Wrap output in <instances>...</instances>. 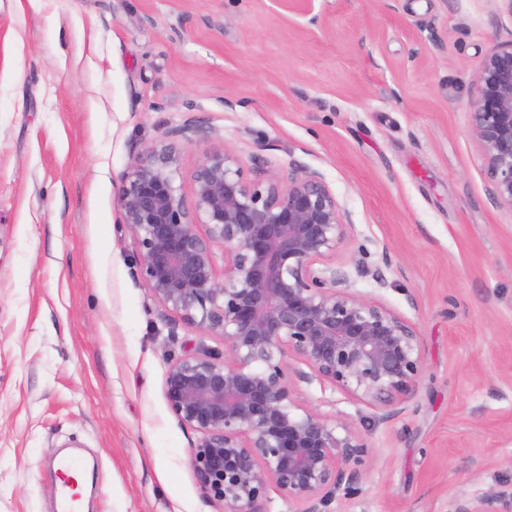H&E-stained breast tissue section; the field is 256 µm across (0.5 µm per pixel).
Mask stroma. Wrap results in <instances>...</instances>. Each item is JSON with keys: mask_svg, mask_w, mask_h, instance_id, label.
Wrapping results in <instances>:
<instances>
[{"mask_svg": "<svg viewBox=\"0 0 512 512\" xmlns=\"http://www.w3.org/2000/svg\"><path fill=\"white\" fill-rule=\"evenodd\" d=\"M511 41L500 0H0V512H56L66 449L87 512H224L164 397L171 356L224 341L154 299L120 222L132 156L168 139L187 195L223 149L254 181L320 172L351 225L329 264L417 326L391 421L298 385L368 449L331 512H454L511 482L512 210L466 109Z\"/></svg>", "mask_w": 512, "mask_h": 512, "instance_id": "1", "label": "stroma"}]
</instances>
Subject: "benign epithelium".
<instances>
[{
	"label": "benign epithelium",
	"mask_w": 512,
	"mask_h": 512,
	"mask_svg": "<svg viewBox=\"0 0 512 512\" xmlns=\"http://www.w3.org/2000/svg\"><path fill=\"white\" fill-rule=\"evenodd\" d=\"M467 108L493 199L512 210V43L483 57ZM182 169L174 144L145 148L122 177L119 204L155 300L224 339L222 352L201 345L172 359L164 382L171 413L199 434L197 481L224 512H263L271 489L289 512H328L366 478L367 448L349 424L302 406L285 358L311 369L300 380L328 383L385 421L416 392L417 326L351 293L347 273L325 262L351 225L321 173L294 167L256 183L233 153L213 152L191 174L189 203ZM455 512H512V485Z\"/></svg>",
	"instance_id": "obj_1"
}]
</instances>
